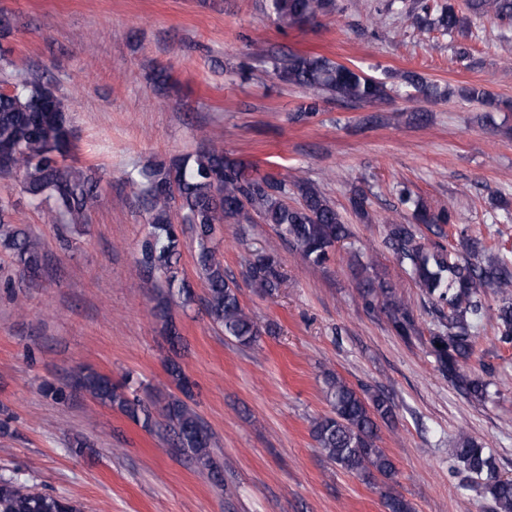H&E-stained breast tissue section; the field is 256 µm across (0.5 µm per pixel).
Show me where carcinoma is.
<instances>
[{
    "instance_id": "1",
    "label": "carcinoma",
    "mask_w": 512,
    "mask_h": 512,
    "mask_svg": "<svg viewBox=\"0 0 512 512\" xmlns=\"http://www.w3.org/2000/svg\"><path fill=\"white\" fill-rule=\"evenodd\" d=\"M274 21L281 27L299 26L336 10V0H269ZM474 15L493 12L505 27H512V0H467ZM408 20L421 31L440 28L448 34L467 30V18L449 2L412 0ZM251 59L262 64L281 82L304 91L295 119L304 121L332 102L374 106L404 92L410 98L438 102L448 91L415 71L400 74L401 87L394 88L364 71L327 57L288 53L267 54L255 50ZM461 98L481 105L491 103L489 92L472 84L459 91ZM0 150L13 160L10 171L22 174L20 190L32 200L54 199L49 210L53 224L75 228L87 223L97 201V179L92 169L69 163L75 150L66 105L55 91L39 79L23 80L15 90L0 92ZM136 201L149 214V229L140 244L137 259L141 284L163 277L167 294L154 306L172 346L181 341L180 330L169 310L177 296L186 305L200 302L224 335L243 346H252L261 335L251 312L240 299L239 286L224 272L216 241L226 224H251L259 218L273 227L277 237L316 266L330 260L336 245L349 238L336 208L311 183L295 185L299 201L288 203V183L272 175L255 176L249 166L224 149L205 145L194 153L160 160L142 167L128 178ZM401 204L413 208V224L403 222L401 212L387 220L384 244L418 288L428 312L437 319L429 344L440 372L460 392L480 401L488 397V382L473 379L463 369L473 354L478 329L484 320L494 321L497 340L512 344V259L496 252L483 239L460 231V248L450 251L438 239L447 236L445 226L457 224L454 211H431L422 202L401 192ZM10 201L0 197V248L8 252L22 277H36L42 269L43 246L26 229L10 221ZM189 226L197 242L196 266L206 291L196 295L180 268L182 240L175 219ZM426 226L437 237L430 241L418 231ZM349 266L356 280L358 303L384 319L396 335L409 339L418 333L414 310L399 287L386 280L373 265L352 252ZM248 282L257 293L273 295L286 280L282 263L273 250L251 262ZM493 298L496 307L487 304ZM167 373L180 392L191 397L190 383L179 362L172 360ZM329 414L314 420L311 435L325 458L340 470L379 486L387 512H414L411 503L394 490L397 469L379 448L380 424L396 419V404L378 392L360 393L337 374L325 380ZM88 393L103 404L118 408L145 429L154 425L152 408L159 405L167 421L169 451L186 456L201 468L213 470L216 441L197 412L184 400L158 395L144 400L140 388H130V378L120 384L87 370L61 386L48 384L44 392L57 401L68 390ZM448 473L464 475L459 488L473 491L491 502L492 512H512V478L498 473L494 457L475 439L460 433L451 449ZM0 512H80L73 501L33 492L17 476L0 475Z\"/></svg>"
}]
</instances>
